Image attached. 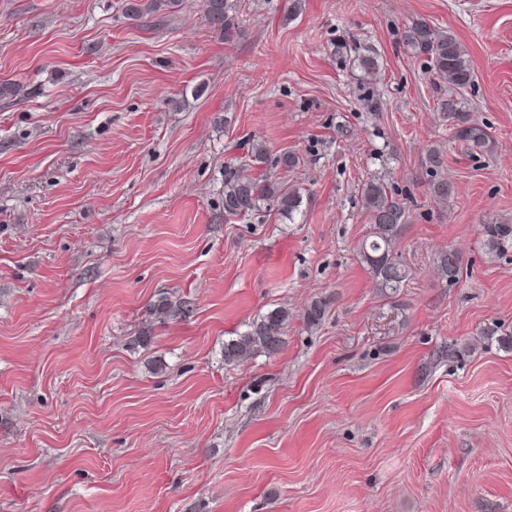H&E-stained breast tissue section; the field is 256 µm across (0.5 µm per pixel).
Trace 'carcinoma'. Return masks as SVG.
<instances>
[{"label":"carcinoma","instance_id":"obj_1","mask_svg":"<svg viewBox=\"0 0 512 512\" xmlns=\"http://www.w3.org/2000/svg\"><path fill=\"white\" fill-rule=\"evenodd\" d=\"M403 42L416 55L424 58L427 68L450 92L438 99V108L449 123L452 138L470 148H486L490 135L487 127L479 123L468 112L459 109L455 94L470 87L474 82L468 51L453 35L438 31L430 22L420 19L403 31ZM267 149L254 145L248 161L238 165H226L224 174V213L234 217H245L255 211L260 203L272 202L276 207L293 215L300 206V193L294 186H285L275 180L241 175L245 165L254 167L266 159ZM426 167L430 180L428 191L434 198L446 201L452 195V186L442 177L444 158L441 150L431 148L426 153ZM363 205L369 215L368 233L359 244L361 262L385 295H394L405 286L409 273L395 251L401 226L407 223L406 208L402 202L387 192L379 178L368 179L361 188ZM484 244L491 254L512 248V224L481 225ZM437 270L441 279L453 285L462 273L460 256L453 250L439 254ZM325 304L320 300L311 302L303 319L310 325L319 324L325 315ZM288 311L274 309L252 322L248 330L224 342V364L238 363L259 356L274 355L284 344Z\"/></svg>","mask_w":512,"mask_h":512}]
</instances>
